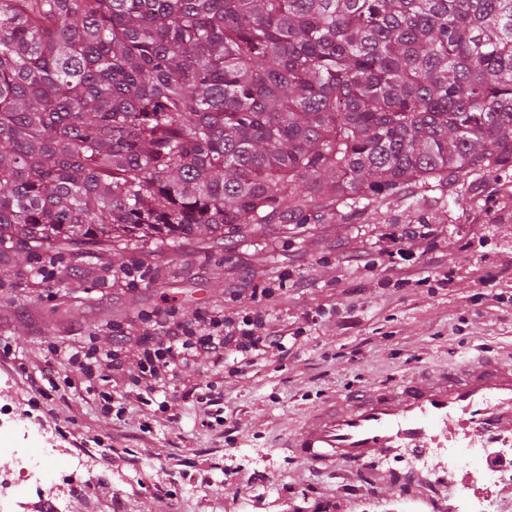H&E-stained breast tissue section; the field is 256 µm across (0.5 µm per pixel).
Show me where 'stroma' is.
Masks as SVG:
<instances>
[{"label": "stroma", "mask_w": 512, "mask_h": 512, "mask_svg": "<svg viewBox=\"0 0 512 512\" xmlns=\"http://www.w3.org/2000/svg\"><path fill=\"white\" fill-rule=\"evenodd\" d=\"M427 224L432 234L409 240L413 265L431 280L450 275L444 287L396 288L384 267L390 232ZM54 263V281L37 285L33 272ZM150 267L131 287L116 275L135 265ZM501 274L500 291L512 290V166L490 168L454 193L399 192L343 217L332 214L304 225L263 224L244 240L219 247L208 239L184 241L178 253L133 247L112 254L52 248L0 252V444L53 448L58 470L78 456L87 466L60 494L72 512H351L367 499L370 512H393L416 500L419 512H458V494L425 495L415 487L376 484L369 468L345 477L310 467L288 446L325 402L358 389H378L423 371L431 373L495 356L512 364V305L497 303L480 273ZM282 289L269 311L276 328L300 332L284 364L256 359L245 374L199 357L181 380L166 386L170 414H159L154 435L158 457L146 447L135 409L125 414L119 446L126 459L109 461L98 449L78 450L55 424L71 407L94 415L92 394L68 387L63 361L46 364V347H112V331L148 312L176 309L194 318L214 307L243 311L255 306L250 289ZM239 289L225 299L226 289ZM48 366L56 390L46 417L26 415L19 391L27 371ZM211 384L224 396V413L237 427L234 445L217 447L196 412V385ZM156 446V447H157ZM175 482L176 497L160 500L139 487L142 475Z\"/></svg>", "instance_id": "1"}]
</instances>
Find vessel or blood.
<instances>
[{
    "label": "vessel or blood",
    "instance_id": "obj_1",
    "mask_svg": "<svg viewBox=\"0 0 512 512\" xmlns=\"http://www.w3.org/2000/svg\"><path fill=\"white\" fill-rule=\"evenodd\" d=\"M288 445L315 467L372 466L383 485L393 482L388 461L447 447L480 449V468L503 467L497 451L512 446V367L484 358L428 379L347 393L344 406L322 407Z\"/></svg>",
    "mask_w": 512,
    "mask_h": 512
}]
</instances>
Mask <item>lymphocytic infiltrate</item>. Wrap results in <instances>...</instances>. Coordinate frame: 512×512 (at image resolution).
I'll list each match as a JSON object with an SVG mask.
<instances>
[{
	"mask_svg": "<svg viewBox=\"0 0 512 512\" xmlns=\"http://www.w3.org/2000/svg\"><path fill=\"white\" fill-rule=\"evenodd\" d=\"M258 308L229 315L205 312L185 319L170 310L164 316L145 315L135 343H128L121 330L112 332V348L99 353L88 347L69 354L67 363L81 381L96 378L101 360H108L113 371L121 375L120 387H105L96 393L97 408L102 416L123 418L128 406L140 408L139 429L152 434L157 412L167 411L169 404L157 401L158 388L167 378L177 376L190 358L205 356L214 362H229L232 374L252 366L258 355L271 361L287 357L285 335L270 325L266 303L275 301V288L253 289Z\"/></svg>",
	"mask_w": 512,
	"mask_h": 512,
	"instance_id": "lymphocytic-infiltrate-1",
	"label": "lymphocytic infiltrate"
}]
</instances>
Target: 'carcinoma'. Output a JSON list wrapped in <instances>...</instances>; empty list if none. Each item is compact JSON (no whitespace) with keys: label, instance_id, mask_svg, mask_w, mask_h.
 I'll use <instances>...</instances> for the list:
<instances>
[{"label":"carcinoma","instance_id":"obj_1","mask_svg":"<svg viewBox=\"0 0 512 512\" xmlns=\"http://www.w3.org/2000/svg\"><path fill=\"white\" fill-rule=\"evenodd\" d=\"M512 163V0H0V247L225 246Z\"/></svg>","mask_w":512,"mask_h":512}]
</instances>
